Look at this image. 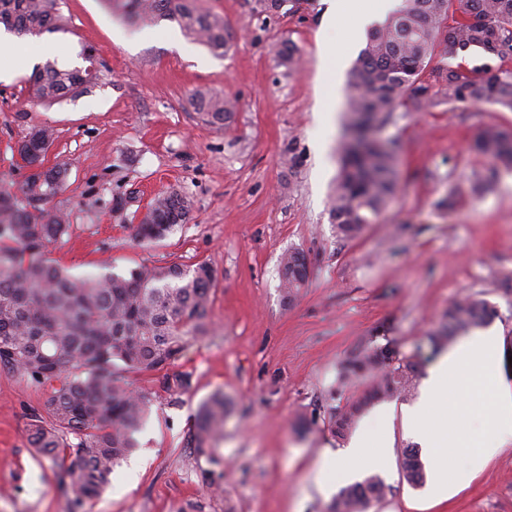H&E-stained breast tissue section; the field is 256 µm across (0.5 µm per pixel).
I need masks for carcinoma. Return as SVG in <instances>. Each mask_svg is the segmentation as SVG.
I'll return each mask as SVG.
<instances>
[{
  "label": "carcinoma",
  "instance_id": "obj_1",
  "mask_svg": "<svg viewBox=\"0 0 512 512\" xmlns=\"http://www.w3.org/2000/svg\"><path fill=\"white\" fill-rule=\"evenodd\" d=\"M114 9L136 23H177L215 52H224V20L198 10L195 0H110ZM60 0H0V26L18 38L63 30ZM512 43V0H400L381 26L368 30L365 47L347 86V117L341 145L342 169L332 200V217L341 237H357L395 196L400 147L361 136L371 120L385 124L403 108L425 112L440 105L454 112L484 103L512 111V72L493 82L475 80L463 60L478 50L487 59H503ZM436 55L447 60L428 70ZM83 56L85 68L49 62L36 70L30 102L75 95L100 78L93 50ZM198 108L211 121H222L232 103L199 92ZM52 130L33 128L19 148L24 166L43 164ZM476 151L497 168L512 169V130L483 126ZM69 169L58 162L45 172L42 192L28 183L0 182V367L48 391L46 415L33 413L28 441L45 457L60 449L72 457L69 489L79 500L99 496L110 484L114 466L137 447L135 434L157 393L170 402L190 387V376L169 371L189 341L207 330L213 269L205 262L141 267L126 276L104 274L73 278L47 258L48 248L69 227L68 217L46 205L64 189ZM190 201L177 188L159 196L137 225L141 240H160L186 221ZM304 255L286 252L280 263L282 287L292 293L307 282ZM498 317L488 301L467 296L448 307L447 323L429 334L439 347ZM145 376L155 390L136 389L123 374ZM419 365L407 357H386L373 338L340 363L343 381H372L368 395L331 414L335 433L344 435L373 400L410 392ZM230 403L215 394L202 404L189 445L202 449L224 435ZM72 434L76 442L63 440ZM404 478L413 486L425 480L419 450L402 454ZM390 486L378 475L342 488L331 512H368L385 499Z\"/></svg>",
  "mask_w": 512,
  "mask_h": 512
}]
</instances>
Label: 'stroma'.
Returning <instances> with one entry per match:
<instances>
[{
    "label": "stroma",
    "instance_id": "1",
    "mask_svg": "<svg viewBox=\"0 0 512 512\" xmlns=\"http://www.w3.org/2000/svg\"><path fill=\"white\" fill-rule=\"evenodd\" d=\"M197 4L223 17L224 52L174 22L133 25L107 0H61L64 31L18 41L19 68L0 79V178L24 181L18 146L36 126L53 132L47 163L69 165L50 203L69 230L51 260L74 277L198 262L215 274L210 329L172 365L190 373L189 391L175 404L156 400L136 450L95 499L67 492L70 456L47 460L28 443V416L43 412L46 392L0 369V512H328L346 481L321 472L322 454L346 448L377 413L391 430L380 473L391 492L370 512H512V447L479 472L458 466L444 499L406 482L401 450L415 441L403 417L419 389L372 402L352 434L331 423L333 409L369 388L337 380L362 340L395 339L427 379L424 336L463 296L497 308L490 327L512 356V172L486 181L490 162L472 147L485 124L512 128V112H397L379 136L400 146L399 190L358 237L342 238L331 200L347 100L320 69L336 57L351 68L365 45L355 18L326 33L323 0H293L289 13L267 18L254 0ZM288 42L301 58L295 71L277 55ZM86 46L105 76L79 96L32 104L34 65L83 66ZM199 91L234 102L224 123L202 116ZM172 187L191 203L186 222L139 240L136 225ZM290 248L309 263L306 287L291 296L279 278ZM218 390L232 402L223 438L188 447L200 405Z\"/></svg>",
    "mask_w": 512,
    "mask_h": 512
}]
</instances>
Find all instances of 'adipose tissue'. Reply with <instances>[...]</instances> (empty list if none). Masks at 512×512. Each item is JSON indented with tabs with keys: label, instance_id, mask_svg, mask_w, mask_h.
I'll use <instances>...</instances> for the list:
<instances>
[{
	"label": "adipose tissue",
	"instance_id": "ef3b65f1",
	"mask_svg": "<svg viewBox=\"0 0 512 512\" xmlns=\"http://www.w3.org/2000/svg\"><path fill=\"white\" fill-rule=\"evenodd\" d=\"M504 350L493 330L459 340L437 361L418 401L405 416V429L425 449L438 491L456 486L455 458L481 470L512 445V382L503 373ZM385 426L357 436L341 452L325 451L323 464L347 475L379 470L387 463Z\"/></svg>",
	"mask_w": 512,
	"mask_h": 512
}]
</instances>
